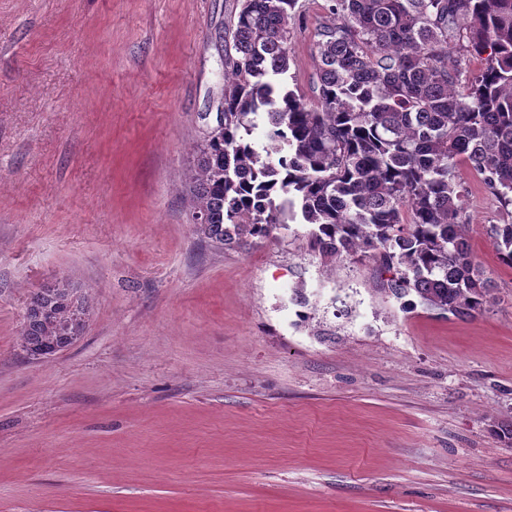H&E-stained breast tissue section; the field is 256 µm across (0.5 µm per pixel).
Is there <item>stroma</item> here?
Listing matches in <instances>:
<instances>
[{
    "label": "stroma",
    "mask_w": 512,
    "mask_h": 512,
    "mask_svg": "<svg viewBox=\"0 0 512 512\" xmlns=\"http://www.w3.org/2000/svg\"><path fill=\"white\" fill-rule=\"evenodd\" d=\"M326 0H298L307 103ZM238 0H0V512H512V268L464 211L494 300L461 319L325 276L293 231L200 239L186 194ZM84 336L21 347L38 288ZM89 315L88 298L70 282L39 288L27 303L23 351L42 359L68 349L85 334Z\"/></svg>",
    "instance_id": "1"
}]
</instances>
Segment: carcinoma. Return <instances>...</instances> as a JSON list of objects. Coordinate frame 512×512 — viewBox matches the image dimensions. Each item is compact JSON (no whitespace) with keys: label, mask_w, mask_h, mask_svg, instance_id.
I'll use <instances>...</instances> for the list:
<instances>
[{"label":"carcinoma","mask_w":512,"mask_h":512,"mask_svg":"<svg viewBox=\"0 0 512 512\" xmlns=\"http://www.w3.org/2000/svg\"><path fill=\"white\" fill-rule=\"evenodd\" d=\"M327 2L311 106L290 87L298 0H241L231 17L224 124L188 174L191 216L205 217L198 234L240 248L294 222L309 254L372 259L382 290L409 305L486 312L493 288L474 260L459 170L512 207V0ZM486 232L512 267V220ZM89 315L70 282L38 289L23 351L42 359L68 349Z\"/></svg>","instance_id":"cac0c4a2"}]
</instances>
